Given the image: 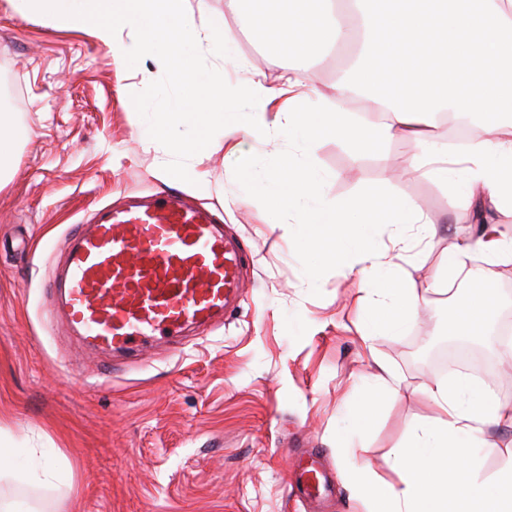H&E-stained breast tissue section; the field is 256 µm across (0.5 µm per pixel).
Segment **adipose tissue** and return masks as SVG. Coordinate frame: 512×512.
Wrapping results in <instances>:
<instances>
[{
    "instance_id": "adipose-tissue-1",
    "label": "adipose tissue",
    "mask_w": 512,
    "mask_h": 512,
    "mask_svg": "<svg viewBox=\"0 0 512 512\" xmlns=\"http://www.w3.org/2000/svg\"><path fill=\"white\" fill-rule=\"evenodd\" d=\"M251 2V29L287 49L295 70L307 69L313 48L352 45L346 80L323 94V108L312 112L294 95L295 79L285 78L276 88L247 78L228 100L223 80L208 75L199 94L164 98L145 146L162 140L170 155L194 158L218 139L235 143L280 135L311 144L332 136L364 153L396 135L424 140L437 117L448 112L470 117L484 127L485 137L470 143L459 159L428 150L405 162L404 175L452 180L489 215L512 210V0H382L379 8L374 0H332L320 10L311 0ZM355 91L382 108L383 125L353 123L344 106H331V98ZM320 183L310 166L276 158L271 177L250 180L248 188L268 198V223H280L282 207L294 209L317 257L355 279L370 305L361 318L364 338L406 325L417 315L426 286L402 277L393 263L371 260L367 246L380 217L398 226L419 225L427 236L435 227L414 201L361 196L334 202L321 195ZM475 253L491 266L512 265V238L501 237L490 224L449 256L445 278L468 283L464 303L448 319L452 336L480 334L497 306L490 281L467 267ZM393 390L391 372L382 370L364 401L344 408L347 435L364 431ZM425 394L435 415L415 427L397 451L395 480L364 465L351 471L367 512H512V466L483 479L475 457L488 445V426L512 421V405L455 378L426 386Z\"/></svg>"
}]
</instances>
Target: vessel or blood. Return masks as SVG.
<instances>
[{"label": "vessel or blood", "instance_id": "vessel-or-blood-1", "mask_svg": "<svg viewBox=\"0 0 512 512\" xmlns=\"http://www.w3.org/2000/svg\"><path fill=\"white\" fill-rule=\"evenodd\" d=\"M243 262L211 212L174 194L133 197L73 227L54 286L87 346L139 353L223 317Z\"/></svg>", "mask_w": 512, "mask_h": 512}]
</instances>
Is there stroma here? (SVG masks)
<instances>
[{"mask_svg": "<svg viewBox=\"0 0 512 512\" xmlns=\"http://www.w3.org/2000/svg\"><path fill=\"white\" fill-rule=\"evenodd\" d=\"M238 46L261 79L280 83L287 52L256 34ZM344 61L338 49L318 55L299 94L331 91ZM160 76L148 63L119 66L89 33L20 18L13 0H0V87H12L11 110L26 130L0 184V446L12 449L22 471L47 459L59 464L50 482L4 484L0 495L20 512L33 504L43 512H366L345 474L367 463L393 479L397 450L434 413L422 389L443 376L436 349L454 344L488 356L487 376L471 382L512 404L505 346L486 342L512 323V265L487 269L499 306L483 335L449 337L458 301L430 291L416 318L365 346L357 289L332 264L308 287L295 211L272 228L265 198L238 205L247 191L242 173L277 155L312 164L331 199L422 201L435 236L380 223L371 240L380 252L403 237L401 271L418 283L473 241L470 205L440 178L388 172V158L425 150L399 137L384 152L361 154L329 137L247 140L232 153L214 146L203 158L173 160L199 173L208 194L160 180L153 171L167 148L143 149L146 124L131 100ZM171 190L213 210L242 243L246 267L233 311L134 359L85 347L66 331L50 293L71 227L122 192ZM381 365L396 375L397 393L350 447H337L340 405L362 401ZM485 438L478 463L487 477L512 462V425L489 427ZM313 460L336 477L325 503L302 493L299 475Z\"/></svg>", "mask_w": 512, "mask_h": 512, "instance_id": "1", "label": "stroma"}]
</instances>
